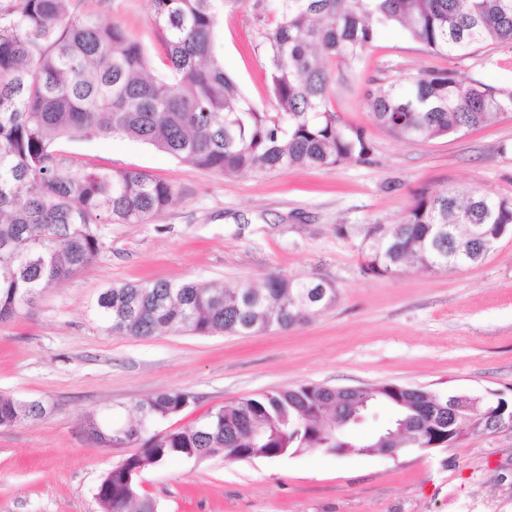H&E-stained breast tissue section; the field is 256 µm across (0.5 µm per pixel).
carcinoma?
<instances>
[{"instance_id":"obj_1","label":"carcinoma","mask_w":512,"mask_h":512,"mask_svg":"<svg viewBox=\"0 0 512 512\" xmlns=\"http://www.w3.org/2000/svg\"><path fill=\"white\" fill-rule=\"evenodd\" d=\"M232 0H151L162 32L165 72H152L140 41L119 24H101L72 0H0V321L13 318L47 288L82 269L100 249L102 224H144L179 197L175 185L137 170L79 167L62 157L64 138L125 137L197 169L222 175L288 167H329L363 160L365 133L332 107L326 62L348 65L384 26H398L432 52L462 57L475 46L512 42V0H281V20L265 38L275 112H260L224 72L215 40ZM374 121L398 140L429 141L512 112V89L452 72H424L367 93ZM488 238L512 235V201L474 190L421 193L397 224L368 233L362 270L385 276L412 262L448 271L480 262L474 225ZM314 280L268 276L261 288L217 282L151 281L104 289L97 307L105 331L148 338L164 333L252 336L303 324L336 304L301 297ZM449 394L396 383L338 397L301 384L218 406L190 425H160L194 396L162 391L136 404L128 428L142 450L108 471L97 486L102 512H157L126 483L124 470L172 459L279 458L317 448L372 455L458 439L457 428L483 430L492 411L507 419L512 400L473 398L451 423L438 408ZM387 406L388 426L359 441L352 430ZM94 411L84 428L106 446ZM29 422L28 401L0 396V427Z\"/></svg>"}]
</instances>
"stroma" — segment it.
I'll list each match as a JSON object with an SVG mask.
<instances>
[{
	"instance_id": "35a3bbf8",
	"label": "stroma",
	"mask_w": 512,
	"mask_h": 512,
	"mask_svg": "<svg viewBox=\"0 0 512 512\" xmlns=\"http://www.w3.org/2000/svg\"><path fill=\"white\" fill-rule=\"evenodd\" d=\"M277 4L233 0L216 45L225 72L263 112L274 109L263 42ZM76 10L126 28L153 71L163 70L150 0H78ZM328 68L334 110L370 141L365 161L224 177L140 141L58 143L76 165L138 170L181 197L147 223L102 225L100 249L81 271L0 323V394L48 407L36 422L0 428V512H101L98 483L140 446L94 444L85 416L109 410L125 423L136 402L164 390L196 398L172 428L310 383L512 398V236L449 272L407 265L380 277L361 268L369 229L399 223L420 192L466 187L512 200V113L428 142L399 141L373 120L367 91L424 71L510 88L512 43L453 58L391 26L353 66ZM271 274L327 280L337 302L301 326L254 336H112L97 314L99 293L116 284L258 287ZM140 487L159 512H512V430L394 457L174 459L144 471Z\"/></svg>"
}]
</instances>
